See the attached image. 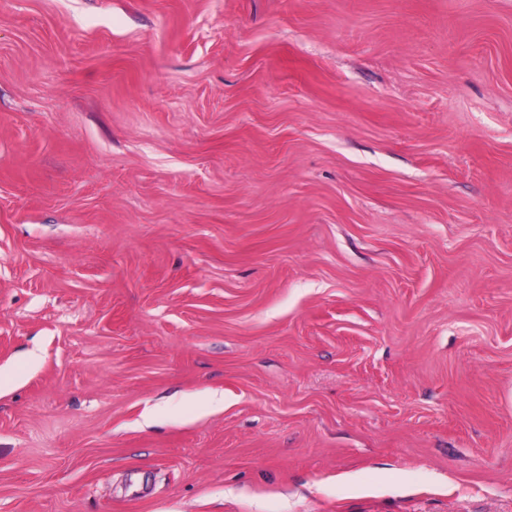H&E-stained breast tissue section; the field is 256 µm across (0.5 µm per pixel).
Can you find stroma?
<instances>
[{
	"label": "stroma",
	"instance_id": "1",
	"mask_svg": "<svg viewBox=\"0 0 512 512\" xmlns=\"http://www.w3.org/2000/svg\"><path fill=\"white\" fill-rule=\"evenodd\" d=\"M0 512H512V0H0Z\"/></svg>",
	"mask_w": 512,
	"mask_h": 512
}]
</instances>
